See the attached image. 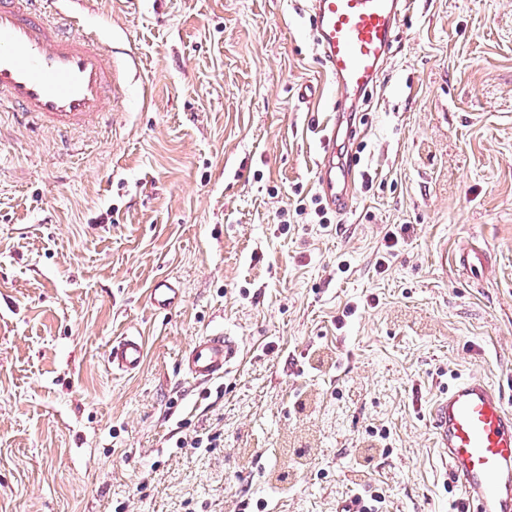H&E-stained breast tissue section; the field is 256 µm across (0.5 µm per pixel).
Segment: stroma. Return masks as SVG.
Instances as JSON below:
<instances>
[{"instance_id": "1", "label": "stroma", "mask_w": 512, "mask_h": 512, "mask_svg": "<svg viewBox=\"0 0 512 512\" xmlns=\"http://www.w3.org/2000/svg\"><path fill=\"white\" fill-rule=\"evenodd\" d=\"M81 14L126 61L110 121L0 111V512H335L369 488L453 512L434 400L470 374L512 407V0H417L357 109L354 205L323 217L295 213L336 100L306 0ZM473 244L480 275L446 262ZM129 330L145 360L116 375ZM217 330L242 356L194 384L180 356ZM149 302L157 310H172L182 301V292L169 279L157 281L148 294ZM145 358V345L141 336L135 333H126L112 343L108 355V364L113 372L119 374H133L143 365Z\"/></svg>"}]
</instances>
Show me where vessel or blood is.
Listing matches in <instances>:
<instances>
[{"label":"vessel or blood","mask_w":512,"mask_h":512,"mask_svg":"<svg viewBox=\"0 0 512 512\" xmlns=\"http://www.w3.org/2000/svg\"><path fill=\"white\" fill-rule=\"evenodd\" d=\"M61 0H0V105L60 132L86 126L122 98L123 84L110 60L112 46L101 31L85 29L77 14L56 12ZM411 0H309L311 33L340 101L366 97L390 55L399 21ZM341 120L325 127L316 165L318 195L328 207L354 196L352 159L337 151ZM465 271L486 268L481 248L455 258ZM152 307L172 310L182 292L169 280L148 294ZM237 337H197L180 364L200 385L224 380L237 363ZM145 358L141 336L128 333L112 343L113 372H137ZM434 446L464 496L466 512H512V408L484 379H456L431 408Z\"/></svg>","instance_id":"obj_1"}]
</instances>
